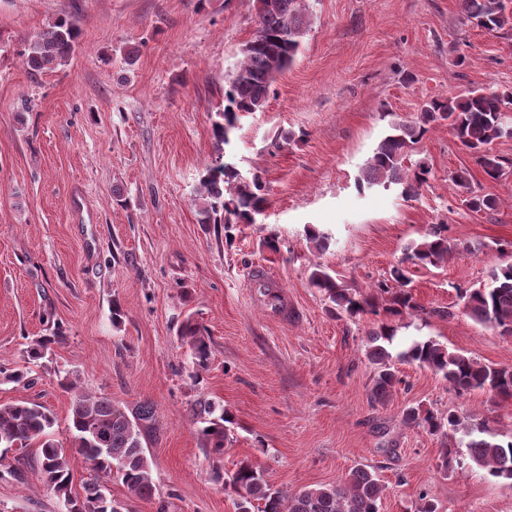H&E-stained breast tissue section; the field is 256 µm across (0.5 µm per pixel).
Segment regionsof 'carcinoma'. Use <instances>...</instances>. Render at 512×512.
Instances as JSON below:
<instances>
[{"instance_id": "1", "label": "carcinoma", "mask_w": 512, "mask_h": 512, "mask_svg": "<svg viewBox=\"0 0 512 512\" xmlns=\"http://www.w3.org/2000/svg\"><path fill=\"white\" fill-rule=\"evenodd\" d=\"M256 28L240 50L233 70L224 76V109L213 123L218 156L207 165L195 188V197L203 201L201 223L222 224L228 230L234 224H254L265 204L263 183L258 175L250 179L240 175L230 163L223 161L225 146L236 129L238 113L261 112L266 107L273 84L271 71L283 72L294 62L309 27L307 0H253ZM463 19L489 32L512 26V14L503 0H461ZM80 35L78 20L59 17L47 27L23 38L20 56L34 72L55 69L67 62ZM512 104V93L471 90L457 96L434 98L426 102L412 119L396 117L389 131L368 158L361 181L368 186L396 184L407 198H416L428 182L429 167L412 163L415 146L437 124L448 130L467 151L472 153L487 178L497 181L509 173L508 161L493 152V143L509 136L504 122L506 108ZM466 205L474 212L496 208L497 201L488 195L469 193ZM457 250L441 229L422 240L411 243L405 257L390 271V282L376 285L391 293L384 313L398 316L417 308L408 289L406 264L436 267ZM312 286L324 292L337 313L354 317L361 313L379 315L375 303L364 295L345 287L329 268L317 264L309 274ZM464 311L477 323L512 337V262L492 270L490 283L484 287L459 289ZM180 339L189 347L193 363L204 368L211 348L201 326L187 318ZM396 337L395 327L387 323L367 336L366 355L376 366L372 397L385 399L400 383L394 364L415 363L441 375L448 385L463 395L475 390L487 391L501 398H512V368L482 364L473 357L448 350L433 338L414 340L405 348L390 350ZM65 340L62 332L42 336L24 353L30 361L46 357L51 346ZM0 377L16 385L31 384L29 372L21 368L0 366ZM189 415L200 423L198 436L205 451L224 456L228 439L226 424L231 418L217 411L215 403L199 397L190 405ZM403 419L409 424L434 434L448 429L460 435L454 447L444 450L440 471L446 473L453 464L464 461L481 467L487 474L512 481V440L502 441L485 427L466 424L458 413L450 410L438 415L421 407H408ZM156 408L149 400L138 402L124 411L112 400L92 392L80 391L71 397L68 436L57 439L52 432L53 415L43 405L17 400L0 404V448L25 450L39 448L40 475L62 499L65 512H117L119 501L112 497L106 479L122 483L131 497L150 499L156 486L151 476V461L146 454L148 442L154 438ZM82 456L90 465V477L83 483V493L72 495L70 460ZM212 478L236 495V512H380L383 484L374 469L353 468L347 481L305 488L286 497L274 489L249 461L242 460L229 475L220 470Z\"/></svg>"}]
</instances>
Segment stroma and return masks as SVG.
<instances>
[{
	"instance_id": "35a3bbf8",
	"label": "stroma",
	"mask_w": 512,
	"mask_h": 512,
	"mask_svg": "<svg viewBox=\"0 0 512 512\" xmlns=\"http://www.w3.org/2000/svg\"><path fill=\"white\" fill-rule=\"evenodd\" d=\"M311 4L297 59L225 149L242 176L261 172L267 194L256 223L228 231L200 223L194 188L216 156L224 75L256 28L252 0H0V365H22L27 343L54 328L66 336L32 385L0 382V404L42 403L62 439L71 394L59 373L122 409L151 400L155 496L132 499L108 483L130 512H236L211 475L243 460L286 494L367 465L386 485L381 512H415L423 492L437 512H512V482L470 463L441 472L451 436L403 420L407 407L453 409L506 440L512 402L458 395L409 363L398 364L392 394L373 400L365 342L376 316L336 317L309 281L322 264L385 304L377 282L409 243L445 225L465 249L412 268L420 308L395 318L396 339L431 337L512 367V338L478 325L457 297L488 283L500 245L512 244V174L488 179L442 125L416 153L431 170L419 199L358 182L391 115L410 120L426 101L471 89L512 92V30L463 24L458 0ZM61 16L79 21L75 50L63 66L30 71L22 39ZM462 169L496 199L493 212L466 206L467 190L450 179ZM310 228L328 235L325 250ZM262 282L279 289L281 309L267 306ZM189 318L211 346L200 371L179 338ZM201 396L232 418L219 461L188 414ZM27 456L19 483L14 453L0 455V512H62L34 469L37 448Z\"/></svg>"
}]
</instances>
